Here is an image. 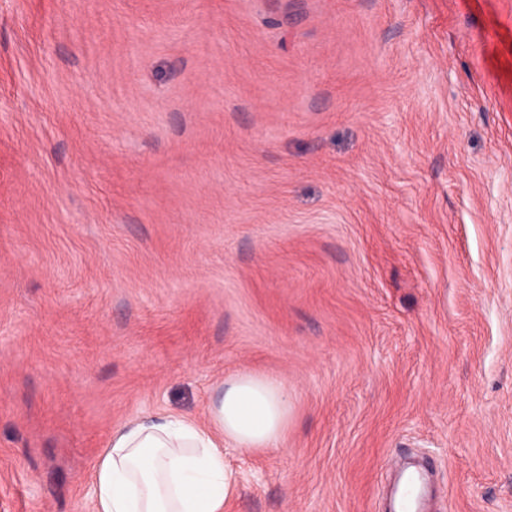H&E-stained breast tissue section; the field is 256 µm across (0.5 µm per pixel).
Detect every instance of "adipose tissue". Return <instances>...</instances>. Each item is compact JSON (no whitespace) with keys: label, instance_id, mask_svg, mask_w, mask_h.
Returning <instances> with one entry per match:
<instances>
[{"label":"adipose tissue","instance_id":"1","mask_svg":"<svg viewBox=\"0 0 512 512\" xmlns=\"http://www.w3.org/2000/svg\"><path fill=\"white\" fill-rule=\"evenodd\" d=\"M288 386L242 373L224 382L211 428L178 415H145L115 430L93 468L95 512H224L236 477L224 444L282 447Z\"/></svg>","mask_w":512,"mask_h":512}]
</instances>
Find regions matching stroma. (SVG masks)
I'll return each instance as SVG.
<instances>
[{"label":"stroma","instance_id":"stroma-1","mask_svg":"<svg viewBox=\"0 0 512 512\" xmlns=\"http://www.w3.org/2000/svg\"><path fill=\"white\" fill-rule=\"evenodd\" d=\"M245 372L224 512H512V0H0V512ZM423 485L420 476L410 474L407 476L402 486H399L396 491V507L398 499V507L400 510L396 512H421Z\"/></svg>","mask_w":512,"mask_h":512}]
</instances>
